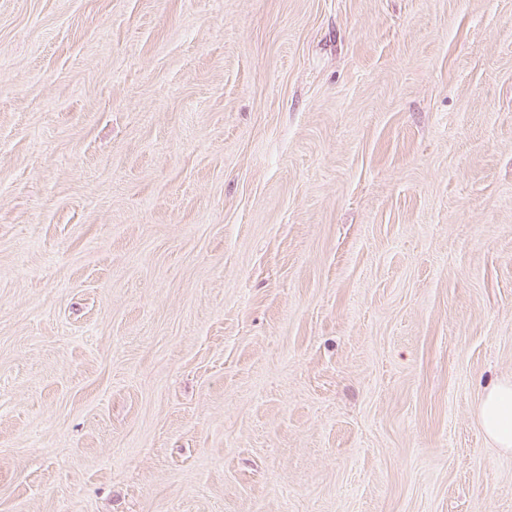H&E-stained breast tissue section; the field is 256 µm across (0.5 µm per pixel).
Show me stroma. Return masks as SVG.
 <instances>
[{
  "instance_id": "stroma-1",
  "label": "stroma",
  "mask_w": 512,
  "mask_h": 512,
  "mask_svg": "<svg viewBox=\"0 0 512 512\" xmlns=\"http://www.w3.org/2000/svg\"><path fill=\"white\" fill-rule=\"evenodd\" d=\"M512 0H0V512H512ZM481 427L491 443L512 449V383H495L484 393L478 406Z\"/></svg>"
}]
</instances>
